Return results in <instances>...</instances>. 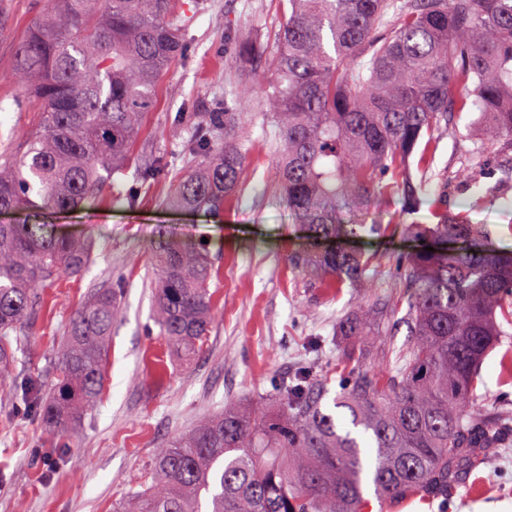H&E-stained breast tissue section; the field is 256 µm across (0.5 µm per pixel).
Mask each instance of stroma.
Segmentation results:
<instances>
[{
	"label": "stroma",
	"mask_w": 512,
	"mask_h": 512,
	"mask_svg": "<svg viewBox=\"0 0 512 512\" xmlns=\"http://www.w3.org/2000/svg\"><path fill=\"white\" fill-rule=\"evenodd\" d=\"M9 20L0 36V151L11 150L33 115L17 111L23 90L13 80L18 43L48 8V0H9ZM286 0H200L188 22L187 58L166 73L145 113L134 151L159 161L154 179L115 174L104 203L55 216L73 234L92 236L95 261L83 275L65 277L48 290L42 307L18 327L25 343L9 375L0 378V512H112L113 506L151 482L149 463L163 447L225 403L254 406L276 382L310 368L327 385L324 405L342 389L336 364L355 350L364 368L387 365L393 351L411 345L398 304L399 261L413 243L402 231L357 242L372 256L366 279L336 291L322 288L288 263L303 239L291 223L274 185L275 117L266 98L272 73L261 62L225 70L227 27L245 29L267 56L279 50ZM246 89L241 108L248 119L242 185L222 212H188L166 201L170 185L195 158L174 125H195L217 98ZM477 114L450 113L455 136L425 132L410 168L418 196L408 221L433 224L438 212L466 217L496 231L499 247L512 249V138L489 142L477 131ZM469 179H461L460 171ZM136 203H128V194ZM175 238H207L216 271L209 290L215 323L189 363L171 357L151 318L150 245L159 232ZM121 290V315L112 328L105 392L81 423L67 433L50 429L14 393L17 381L42 386L54 380L53 350L78 306L96 289ZM387 306L385 336H348L344 325L357 307ZM512 353V326L479 370L478 388L502 414L506 436L490 464L466 471L448 494L406 495L378 502L372 483L364 496L370 512H512V384L501 359Z\"/></svg>",
	"instance_id": "stroma-1"
}]
</instances>
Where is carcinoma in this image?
Masks as SVG:
<instances>
[{
	"mask_svg": "<svg viewBox=\"0 0 512 512\" xmlns=\"http://www.w3.org/2000/svg\"><path fill=\"white\" fill-rule=\"evenodd\" d=\"M181 0H50L15 52V76L37 112L19 146L0 155V376L21 346L11 333L44 292L92 262L89 238L61 232L48 212L94 207L124 170L160 78L178 65ZM229 67L263 54L252 33L227 32ZM269 94L278 131L280 199L308 240L290 263L327 288L361 281L370 258L343 243L400 228L420 242L401 262L413 343L387 369L351 361L350 384L333 399L349 415L341 430L306 376L272 394L275 410L224 406L157 448L152 482L120 512H368L363 480L381 500L448 491L462 467L488 463L501 430L477 393L478 367L512 325V255L488 229L437 213L408 224L403 211L378 224V177L403 176L424 132L452 135L448 113L472 108L482 134L512 137V0H288ZM246 142L240 103L223 102L188 144L200 156L168 202L224 209L241 183ZM434 251L428 252L426 248ZM210 244L159 236L151 245L152 318L172 355L188 362L214 313ZM118 288L78 308L54 355L56 382L38 399L42 419L65 431L103 397ZM381 319L359 309L350 336Z\"/></svg>",
	"mask_w": 512,
	"mask_h": 512,
	"instance_id": "cac0c4a2",
	"label": "carcinoma"
}]
</instances>
